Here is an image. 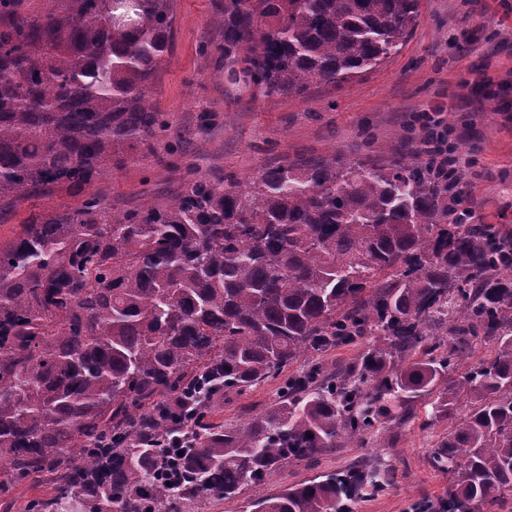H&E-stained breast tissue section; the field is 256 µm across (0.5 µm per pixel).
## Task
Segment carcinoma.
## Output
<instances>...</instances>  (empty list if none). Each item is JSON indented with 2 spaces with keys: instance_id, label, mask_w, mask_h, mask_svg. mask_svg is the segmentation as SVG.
<instances>
[{
  "instance_id": "1",
  "label": "carcinoma",
  "mask_w": 512,
  "mask_h": 512,
  "mask_svg": "<svg viewBox=\"0 0 512 512\" xmlns=\"http://www.w3.org/2000/svg\"><path fill=\"white\" fill-rule=\"evenodd\" d=\"M0 0V206L89 185L171 128L146 93L175 0ZM202 51L259 96L340 86L399 49L417 0H216ZM263 167L240 186L186 169L165 201L96 193L0 245V462L44 477L28 512H194L382 437L427 397L448 421L431 467L448 497L411 512H493L512 493V229L448 198L458 171L390 149ZM494 356L448 379L463 349ZM362 346L334 372L322 354ZM281 379L244 424L214 403ZM373 461L249 501L251 512H352L387 486Z\"/></svg>"
}]
</instances>
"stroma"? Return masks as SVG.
<instances>
[{"instance_id": "stroma-1", "label": "stroma", "mask_w": 512, "mask_h": 512, "mask_svg": "<svg viewBox=\"0 0 512 512\" xmlns=\"http://www.w3.org/2000/svg\"><path fill=\"white\" fill-rule=\"evenodd\" d=\"M417 13L403 46L374 69L336 88L314 84L299 95L265 98L202 53L220 37L212 0H176L172 48L148 102L168 114L179 161L243 185L270 164L334 155L382 161L400 143L415 150V117L440 110L463 160L460 187L474 223L512 226V110L496 108L502 95L512 96V0H418ZM166 154L162 141L157 157H127L83 189L63 187L0 208V244L15 238L25 220L73 209L91 193L116 209L163 201L181 179ZM278 387L272 380L222 401L217 415L245 423L275 402ZM425 419V403L417 401L414 419L388 427L384 439L339 442L315 470L290 462L270 488L379 460L396 468L391 485L384 494L361 496L355 512H409L419 499L445 498L448 478L430 466L429 454L448 425L428 427Z\"/></svg>"}]
</instances>
